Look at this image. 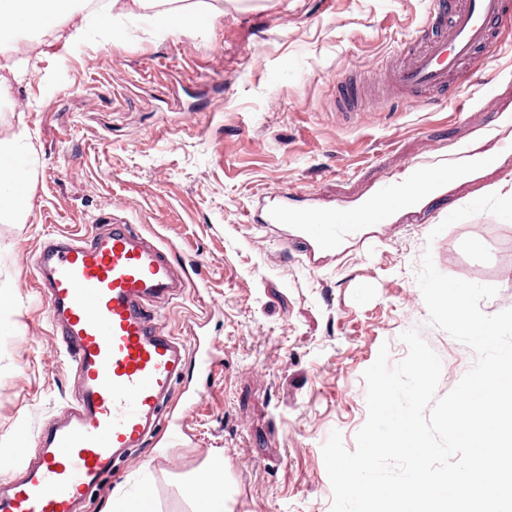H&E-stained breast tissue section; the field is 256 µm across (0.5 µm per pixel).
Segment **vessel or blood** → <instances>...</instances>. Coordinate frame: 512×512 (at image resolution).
<instances>
[{"mask_svg": "<svg viewBox=\"0 0 512 512\" xmlns=\"http://www.w3.org/2000/svg\"><path fill=\"white\" fill-rule=\"evenodd\" d=\"M506 0H431L415 48L381 79L406 101L456 96L460 77L494 44ZM360 89L343 82L336 111L359 116ZM460 158L411 167L400 182L378 184L372 198L350 209L292 206L281 189L267 196L262 221L293 226L311 248L335 247L366 224L389 223L462 175ZM36 283L50 322L71 360L76 394L64 418L40 427L34 459L0 486V512H78L116 462L159 435L162 418L188 362L209 356L159 329L157 312L188 286L169 247L149 241L133 225L48 240L35 264Z\"/></svg>", "mask_w": 512, "mask_h": 512, "instance_id": "1", "label": "vessel or blood"}]
</instances>
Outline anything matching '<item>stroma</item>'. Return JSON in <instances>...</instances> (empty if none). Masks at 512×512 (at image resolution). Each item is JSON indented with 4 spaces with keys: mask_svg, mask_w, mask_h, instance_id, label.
I'll return each instance as SVG.
<instances>
[{
    "mask_svg": "<svg viewBox=\"0 0 512 512\" xmlns=\"http://www.w3.org/2000/svg\"><path fill=\"white\" fill-rule=\"evenodd\" d=\"M430 0H224L198 28L157 34L141 23L108 42L37 56L14 98L36 162L31 208L0 223V481L32 456L41 423L74 382L48 320L33 260L45 239L120 219L171 247L185 294L160 326L214 342L179 442L120 461L81 512H112L141 487L151 512H196L190 482L224 461L230 512H330L322 447L347 450L367 419L364 371L389 365L418 328L442 361L447 394L476 356L430 326L416 283L424 249L443 274L498 289L487 314L512 308V221L480 213L438 231L485 188L512 183V16L465 79L460 98L412 104L384 95L346 123L332 100L347 73L377 69L425 20ZM492 157L419 209L373 224L368 239L309 257L298 240L254 222L264 193L295 204H350L377 182L434 157Z\"/></svg>",
    "mask_w": 512,
    "mask_h": 512,
    "instance_id": "35a3bbf8",
    "label": "stroma"
}]
</instances>
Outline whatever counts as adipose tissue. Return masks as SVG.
<instances>
[{"label": "adipose tissue", "instance_id": "1", "mask_svg": "<svg viewBox=\"0 0 512 512\" xmlns=\"http://www.w3.org/2000/svg\"><path fill=\"white\" fill-rule=\"evenodd\" d=\"M79 0H0V48L11 47L24 34L51 35L53 43L68 45L80 39L87 13ZM107 15L131 18L163 31L193 28L223 14V0H206L201 7L187 0H106ZM17 131L0 138V222L18 220L31 206L32 187L27 169L34 162L24 114L15 117Z\"/></svg>", "mask_w": 512, "mask_h": 512}]
</instances>
